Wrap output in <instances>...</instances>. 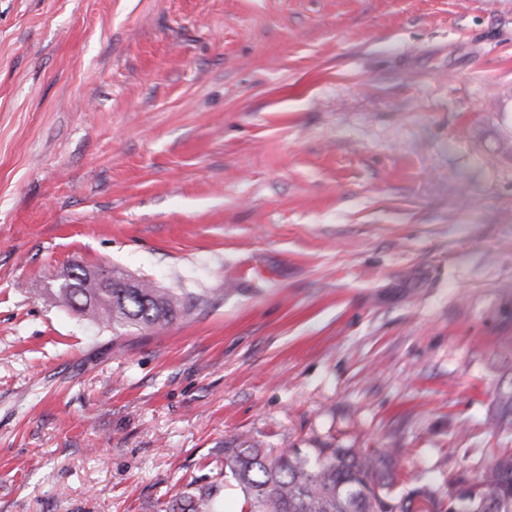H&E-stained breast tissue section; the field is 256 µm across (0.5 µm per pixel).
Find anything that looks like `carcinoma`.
Here are the masks:
<instances>
[{"instance_id":"cac0c4a2","label":"carcinoma","mask_w":512,"mask_h":512,"mask_svg":"<svg viewBox=\"0 0 512 512\" xmlns=\"http://www.w3.org/2000/svg\"><path fill=\"white\" fill-rule=\"evenodd\" d=\"M130 277L112 270V287L103 288L92 271L75 264L53 277L46 299L83 316L107 322L112 329L146 330L188 318L205 303L202 296L182 288H159L146 280L135 287ZM512 422V389L499 391L494 428ZM399 448H266L248 435L224 443V478L238 488L245 512H438L430 491L422 492L423 505L414 498L391 497L405 475L399 468ZM459 512H512V449L500 448L470 492ZM169 512H218L211 494L185 493Z\"/></svg>"}]
</instances>
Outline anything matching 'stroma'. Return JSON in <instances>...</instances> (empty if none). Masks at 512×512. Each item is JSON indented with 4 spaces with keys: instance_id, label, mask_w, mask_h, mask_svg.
Wrapping results in <instances>:
<instances>
[{
    "instance_id": "stroma-1",
    "label": "stroma",
    "mask_w": 512,
    "mask_h": 512,
    "mask_svg": "<svg viewBox=\"0 0 512 512\" xmlns=\"http://www.w3.org/2000/svg\"><path fill=\"white\" fill-rule=\"evenodd\" d=\"M512 0H0V512H163L224 443L399 448L471 484L512 428ZM206 294L112 330L72 264ZM512 423V388L509 391H499L496 400V411L490 418L493 428H505Z\"/></svg>"
}]
</instances>
